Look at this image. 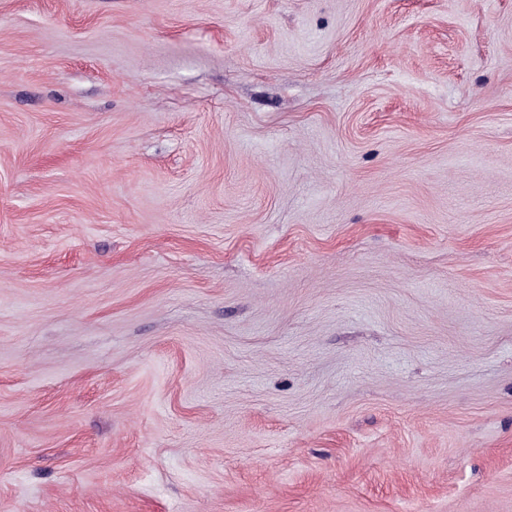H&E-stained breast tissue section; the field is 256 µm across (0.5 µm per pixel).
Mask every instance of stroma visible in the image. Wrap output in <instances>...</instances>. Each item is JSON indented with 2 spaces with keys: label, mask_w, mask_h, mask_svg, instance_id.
I'll use <instances>...</instances> for the list:
<instances>
[{
  "label": "stroma",
  "mask_w": 512,
  "mask_h": 512,
  "mask_svg": "<svg viewBox=\"0 0 512 512\" xmlns=\"http://www.w3.org/2000/svg\"><path fill=\"white\" fill-rule=\"evenodd\" d=\"M0 512H512V0H0Z\"/></svg>",
  "instance_id": "35a3bbf8"
}]
</instances>
